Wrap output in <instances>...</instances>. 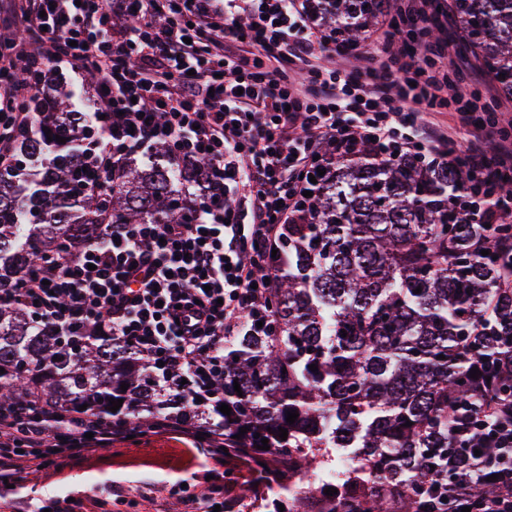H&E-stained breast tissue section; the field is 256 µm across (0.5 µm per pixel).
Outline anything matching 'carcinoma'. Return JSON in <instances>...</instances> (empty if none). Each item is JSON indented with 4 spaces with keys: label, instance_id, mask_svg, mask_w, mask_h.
Segmentation results:
<instances>
[{
    "label": "carcinoma",
    "instance_id": "1",
    "mask_svg": "<svg viewBox=\"0 0 512 512\" xmlns=\"http://www.w3.org/2000/svg\"><path fill=\"white\" fill-rule=\"evenodd\" d=\"M308 2L350 44L397 9L396 0ZM453 7L488 74L512 97V0ZM47 83L33 99L41 123L15 131L11 163L0 170V290L73 250L92 224H178L190 212L163 145L90 196L81 181L89 115ZM463 191L462 175L444 166L411 157L380 163L364 147L322 176L312 222L288 225L287 270L267 301L275 329L227 339L224 374L213 382L224 400L207 412L224 430L227 473L258 512H336L288 496L293 480L330 462L332 450L354 463L341 493L350 512H454L448 489L461 474L473 476L471 512H481L478 480L506 467L483 434L503 421L502 410L512 416V267L493 259L485 225L448 215V200ZM0 367V401L25 391L61 410L89 404L145 431L161 407L193 416L179 397L158 404L147 358L133 360L110 340L50 335L15 302H0ZM114 399L123 403L111 412ZM223 403L231 415L220 412ZM291 410L298 418L289 424ZM271 483L283 490L275 500L266 498Z\"/></svg>",
    "mask_w": 512,
    "mask_h": 512
}]
</instances>
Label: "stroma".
Listing matches in <instances>:
<instances>
[{
  "mask_svg": "<svg viewBox=\"0 0 512 512\" xmlns=\"http://www.w3.org/2000/svg\"><path fill=\"white\" fill-rule=\"evenodd\" d=\"M208 478L217 485L224 482L223 472H211L199 452L182 440L146 432L65 465L61 471L41 472L33 481L14 486L10 495L48 500L77 496L86 490L105 496L118 491L126 503L117 512H154L155 506L145 500V493L151 491L160 497L178 481H188L194 487Z\"/></svg>",
  "mask_w": 512,
  "mask_h": 512,
  "instance_id": "35a3bbf8",
  "label": "stroma"
}]
</instances>
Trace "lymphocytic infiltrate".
<instances>
[{
	"label": "lymphocytic infiltrate",
	"instance_id": "lymphocytic-infiltrate-1",
	"mask_svg": "<svg viewBox=\"0 0 512 512\" xmlns=\"http://www.w3.org/2000/svg\"><path fill=\"white\" fill-rule=\"evenodd\" d=\"M433 0H400L405 26L356 50L320 35L295 0H11L0 31V168L12 133L36 124L27 103L44 71L68 65L98 77L89 165L110 185L132 158L167 146L200 165L180 184L191 205L179 224H100L51 269L28 270L13 293L52 331L79 324L154 363L159 393L203 412L224 371V339L269 319L264 300L284 267L273 252L314 211L309 174L366 145L374 159L418 157L465 173L463 219L512 217V138L475 123L480 98L448 74V16ZM345 62L326 70L317 57ZM29 78L16 79L18 68ZM451 113L469 145L432 121ZM492 148H484L485 140ZM155 429L224 456L199 421L166 416ZM87 408L38 407L29 393L0 406V481L16 484L130 435Z\"/></svg>",
	"mask_w": 512,
	"mask_h": 512
}]
</instances>
